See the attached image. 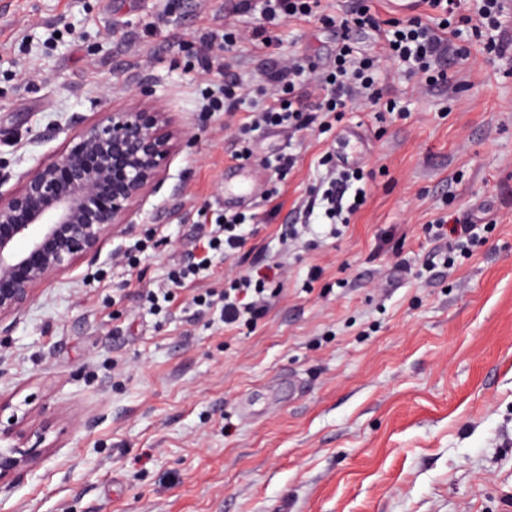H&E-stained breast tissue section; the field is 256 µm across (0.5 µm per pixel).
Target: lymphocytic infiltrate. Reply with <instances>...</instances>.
I'll return each mask as SVG.
<instances>
[{"label":"lymphocytic infiltrate","mask_w":512,"mask_h":512,"mask_svg":"<svg viewBox=\"0 0 512 512\" xmlns=\"http://www.w3.org/2000/svg\"><path fill=\"white\" fill-rule=\"evenodd\" d=\"M427 16H413L406 20L384 19L373 12L365 0H354L351 7L338 17L339 41L332 69L319 68L302 57H291L287 62L275 63L267 70L269 84L275 97L269 106L257 113L249 124L243 125L237 136L236 155L249 156L250 135L270 126H285L297 131L314 127L329 131L332 123L353 102L395 112V99L385 98L377 73L379 60L357 51L353 35L359 30L375 33L383 51L402 71L418 79L419 83L436 89L446 87L448 73L446 60L458 52L455 43L460 30L453 20L459 16L461 0H424ZM235 9L241 13L259 12L261 21L249 36L258 50L271 48L277 41L279 25L293 18H323L322 0H236ZM503 0H476L474 9L463 16L472 36L484 39L485 49L494 57L512 54V37L502 29ZM316 86L321 95L313 103H306L304 89ZM240 76L225 72L221 86L204 97L202 107L208 111H238L251 97ZM365 176L357 169L331 172L319 201L327 216L340 224L349 223L351 216L361 208L359 198L365 195ZM245 216L228 214L217 220L208 233V247L227 255L239 253L246 244L243 225ZM427 234L435 240L447 241L446 266H454L457 256L480 238L477 225L437 222L426 225ZM207 259L188 260L170 268L163 286L141 292L143 304L159 309L170 301L173 289L185 288L207 270ZM280 268L264 259L254 260L243 273L229 280L221 292L224 321L227 324L257 322L267 311L270 297L266 285L275 279Z\"/></svg>","instance_id":"obj_1"}]
</instances>
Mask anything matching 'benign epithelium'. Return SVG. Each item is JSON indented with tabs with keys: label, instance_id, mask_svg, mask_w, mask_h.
Wrapping results in <instances>:
<instances>
[{
	"label": "benign epithelium",
	"instance_id": "7a95c632",
	"mask_svg": "<svg viewBox=\"0 0 512 512\" xmlns=\"http://www.w3.org/2000/svg\"><path fill=\"white\" fill-rule=\"evenodd\" d=\"M152 92V80L135 82L125 107L81 123L18 187L3 191L0 178V322L25 309L57 272L95 256L162 180L184 133L165 113L143 107ZM12 419L0 428V487L36 464L49 432L25 431Z\"/></svg>",
	"mask_w": 512,
	"mask_h": 512
}]
</instances>
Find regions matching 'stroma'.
Instances as JSON below:
<instances>
[{"label":"stroma","instance_id":"stroma-1","mask_svg":"<svg viewBox=\"0 0 512 512\" xmlns=\"http://www.w3.org/2000/svg\"><path fill=\"white\" fill-rule=\"evenodd\" d=\"M233 0H0V175L6 188L62 148L72 117L127 103L150 76L155 106L190 140L129 224L96 257L36 292L0 335V401L25 429L49 426L39 464L0 490V512H512V57L463 33L452 91L391 80L371 34L361 53L405 114L348 112L331 132H256L200 102L201 34L258 22ZM336 27L293 19L261 54L243 38L232 68L261 85L268 57L327 66ZM350 131L366 175L362 209L330 235L305 214L320 158ZM297 163L278 179L265 157ZM246 216L247 252L281 263L255 325H225L192 303L243 269L207 250L206 225ZM492 230L454 270L426 224ZM306 229L283 241L281 224ZM147 243L136 267L125 251ZM209 257L210 274L158 313L139 290L173 263ZM320 268L311 278L312 268Z\"/></svg>","mask_w":512,"mask_h":512}]
</instances>
